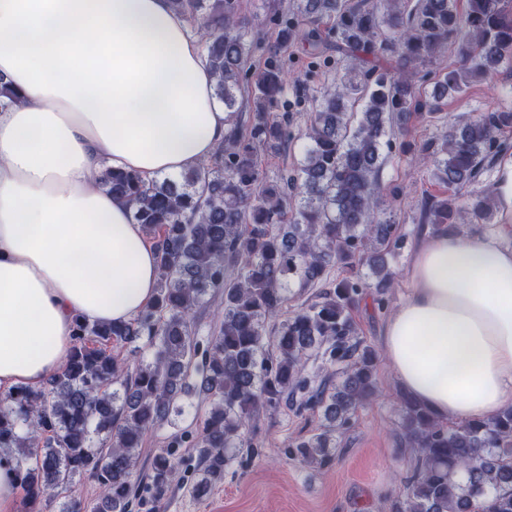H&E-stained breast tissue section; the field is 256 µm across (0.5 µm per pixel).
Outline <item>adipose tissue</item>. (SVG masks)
I'll return each mask as SVG.
<instances>
[{
    "instance_id": "1",
    "label": "adipose tissue",
    "mask_w": 512,
    "mask_h": 512,
    "mask_svg": "<svg viewBox=\"0 0 512 512\" xmlns=\"http://www.w3.org/2000/svg\"><path fill=\"white\" fill-rule=\"evenodd\" d=\"M0 391L65 363L73 322L127 321L153 299L155 254L107 169L144 178L212 156L228 123L203 49L169 0H0ZM498 230L428 235L382 335L403 390L439 421L512 404V155Z\"/></svg>"
}]
</instances>
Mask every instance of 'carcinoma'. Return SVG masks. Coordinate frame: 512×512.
I'll return each instance as SVG.
<instances>
[{
    "instance_id": "obj_1",
    "label": "carcinoma",
    "mask_w": 512,
    "mask_h": 512,
    "mask_svg": "<svg viewBox=\"0 0 512 512\" xmlns=\"http://www.w3.org/2000/svg\"><path fill=\"white\" fill-rule=\"evenodd\" d=\"M202 44L213 94L229 128L212 156L179 176L144 180L112 169L100 185L131 206L156 253L151 304L128 321L74 325L62 368L37 388L0 397V457L12 461L25 512L70 491L75 479L100 489L91 512H161L176 479L182 448L195 449L186 483L196 500L224 482L242 449L255 453L262 407L304 396L322 410L321 430L294 445L305 465L330 466L336 434L354 411L378 397L377 354L357 338L350 314L366 288L383 306L391 296L390 260L404 243L399 225L378 214L383 144L412 116L434 118L440 98L512 62V0H301L280 21L285 47L305 16L336 18V52L351 65L310 113L308 144L296 168L264 180L260 151L288 143L293 115L272 114L288 76L268 56L252 111L237 109L246 79L252 29L237 0H169ZM453 48L457 60L448 66ZM441 68L434 89L417 91L419 67ZM365 103L352 111L356 100ZM512 112H482L448 124L422 152L430 178L451 195L420 201L421 224L438 232L456 224H492L494 196L476 189L483 173L512 150L501 134ZM367 267L376 277L368 282ZM355 275L336 283L334 269ZM319 288L317 299L290 312L275 335L267 324L288 303L290 280ZM219 299L221 319L199 350L196 325ZM129 356L115 350L137 344ZM278 357L270 361L266 348ZM341 365L336 385L311 392L303 376L308 353ZM199 378L206 406L191 429H178L141 462L147 433L181 415L179 397ZM412 464L390 512H512V405L490 418L439 422L401 395L396 429Z\"/></svg>"
}]
</instances>
